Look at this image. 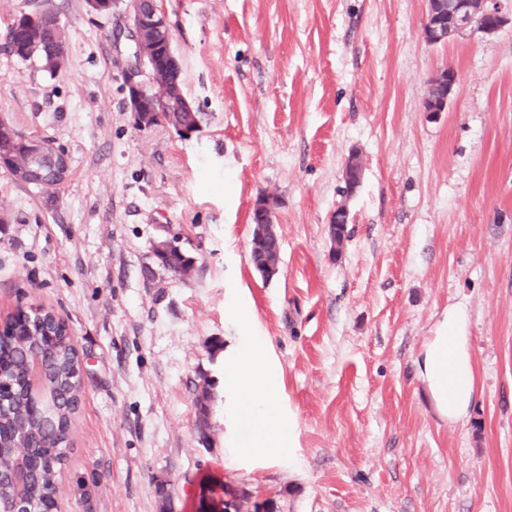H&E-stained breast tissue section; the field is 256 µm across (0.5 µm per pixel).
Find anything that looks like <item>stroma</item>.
I'll use <instances>...</instances> for the list:
<instances>
[{
    "label": "stroma",
    "instance_id": "35a3bbf8",
    "mask_svg": "<svg viewBox=\"0 0 512 512\" xmlns=\"http://www.w3.org/2000/svg\"><path fill=\"white\" fill-rule=\"evenodd\" d=\"M47 4L68 37L52 74L4 48L15 16ZM157 4L204 114L189 137L127 109L121 13L0 0V117L70 159L51 193L0 167V320L48 308L84 362L60 512H223L236 488L274 512H512V0L499 32L437 45L420 36L427 0ZM449 64L462 80L447 111L426 113ZM264 194L282 239L267 282L250 259ZM164 232L195 258L190 277L154 265ZM455 307L477 397L450 422L411 361ZM247 330L271 341L297 447L232 467L224 356L209 346Z\"/></svg>",
    "mask_w": 512,
    "mask_h": 512
}]
</instances>
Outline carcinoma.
<instances>
[{
    "mask_svg": "<svg viewBox=\"0 0 512 512\" xmlns=\"http://www.w3.org/2000/svg\"><path fill=\"white\" fill-rule=\"evenodd\" d=\"M165 122L177 128L200 125L201 116L176 103L165 106ZM41 357L37 373L40 390L51 396L47 416L30 392L27 378L32 362ZM79 353L67 328L55 321L54 312L38 308L26 318L11 317L0 334V373L10 382L7 402L0 410V467L16 465L13 447H37L38 462L26 487L27 506L38 512L59 495L58 474L70 447L76 402L81 398ZM15 489L8 478L0 480V512H11Z\"/></svg>",
    "mask_w": 512,
    "mask_h": 512,
    "instance_id": "carcinoma-1",
    "label": "carcinoma"
}]
</instances>
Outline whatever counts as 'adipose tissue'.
<instances>
[{"label": "adipose tissue", "instance_id": "1", "mask_svg": "<svg viewBox=\"0 0 512 512\" xmlns=\"http://www.w3.org/2000/svg\"><path fill=\"white\" fill-rule=\"evenodd\" d=\"M465 330L464 313L449 311L412 360L414 378L446 420L462 418L476 393ZM269 348L267 337L245 336L224 351V421L231 427L224 445L242 462L285 460L296 445L295 422L279 405L281 372L269 359ZM243 423L249 426L244 436Z\"/></svg>", "mask_w": 512, "mask_h": 512}]
</instances>
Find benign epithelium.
<instances>
[{
	"instance_id": "7a95c632",
	"label": "benign epithelium",
	"mask_w": 512,
	"mask_h": 512,
	"mask_svg": "<svg viewBox=\"0 0 512 512\" xmlns=\"http://www.w3.org/2000/svg\"><path fill=\"white\" fill-rule=\"evenodd\" d=\"M147 0H87L90 12L99 16H109L119 5H124V14L128 20L129 39L133 43L132 57L124 71L126 106L133 114L142 113L144 119L139 127L150 128L161 122V102L167 96V87L163 76L167 70L178 65V59L172 46V33L164 12L145 7ZM503 0H452L447 19L442 21L433 8L434 0H428V10L421 29L422 39L429 45H436L455 34L476 31L490 35L499 31L507 22L501 8ZM46 23L42 12H21L12 24V31L19 34L12 41L13 54L29 56L30 47L41 38ZM461 82L460 72L452 65L443 67L431 79L430 85L440 89L436 97H425L423 111L443 112L455 88ZM0 139L9 140L15 146V154L10 156L8 167L12 169L15 180L44 192L59 189L69 174V159L57 149H47L45 141L18 132L10 123L0 120ZM363 165L361 160L351 155L345 168V190L353 193L361 183ZM277 200L271 195L261 196L254 204L261 223L256 225L259 236L268 233L280 238L274 224ZM349 223V210L340 205L329 225V234L339 242L345 234L337 232V225ZM34 448L20 449V459L10 472V478L18 488H23L31 477V461Z\"/></svg>"
}]
</instances>
